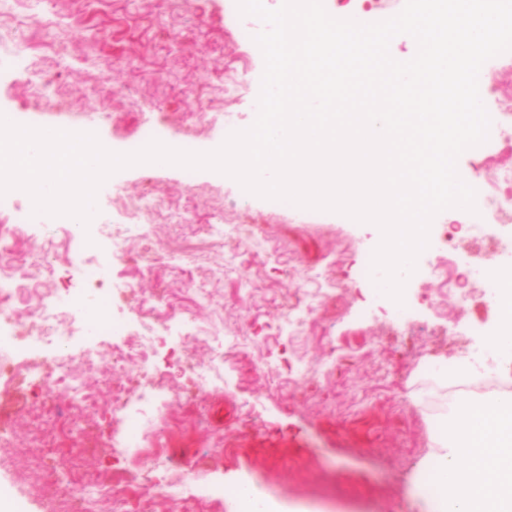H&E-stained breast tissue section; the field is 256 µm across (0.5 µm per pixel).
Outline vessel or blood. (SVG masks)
Listing matches in <instances>:
<instances>
[{"label": "vessel or blood", "instance_id": "obj_1", "mask_svg": "<svg viewBox=\"0 0 512 512\" xmlns=\"http://www.w3.org/2000/svg\"><path fill=\"white\" fill-rule=\"evenodd\" d=\"M318 430L322 437L335 442L340 448H369L374 444L372 433L366 426L326 418L321 421ZM232 446L233 451L226 458L231 465L237 464L242 458L267 465L292 464L302 461L310 448L304 436L295 430L256 432L243 426L237 428Z\"/></svg>", "mask_w": 512, "mask_h": 512}]
</instances>
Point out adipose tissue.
<instances>
[{
  "label": "adipose tissue",
  "mask_w": 512,
  "mask_h": 512,
  "mask_svg": "<svg viewBox=\"0 0 512 512\" xmlns=\"http://www.w3.org/2000/svg\"><path fill=\"white\" fill-rule=\"evenodd\" d=\"M494 286L497 330L485 342L501 349L512 344V274ZM433 446L412 489L420 495L426 478L438 486L427 512H512V396L455 403Z\"/></svg>",
  "instance_id": "obj_1"
}]
</instances>
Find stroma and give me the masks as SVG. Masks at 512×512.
<instances>
[{
    "label": "stroma",
    "instance_id": "obj_1",
    "mask_svg": "<svg viewBox=\"0 0 512 512\" xmlns=\"http://www.w3.org/2000/svg\"><path fill=\"white\" fill-rule=\"evenodd\" d=\"M71 0H0V31L9 38L0 55L27 49L42 24L69 45L67 58L51 65L35 61V73L19 77L0 71V110L25 107L48 70L60 103L33 112L43 127L76 128L89 114L111 113L99 122L102 144L119 149L141 138L144 125L159 122L166 141L179 143L193 134L200 151L218 148L226 137L252 122L264 59L257 46L242 42L224 19V0H91L73 28ZM117 57L127 58L114 66ZM98 86V96L87 93ZM221 103L216 117L191 120L200 102ZM162 205L127 253L112 258L114 288L106 298L113 322L136 324L126 281L139 282L144 296L164 294L192 310L197 324L224 332L230 355L224 381L198 396L192 367L209 362V347L190 344L170 369L174 395L158 417V432L170 462L190 468L205 461L204 485L247 481L277 501L284 512H421L406 494L417 464L432 452L436 434L433 409L447 411L448 392L427 371L430 360L451 359L468 343L474 324H494L495 308L481 301L459 306L439 296L437 284L418 280L419 315L405 329L384 320H366L356 312L357 291L348 266L336 263L347 245L369 244L371 227L338 221L335 214L291 207L268 210L263 198L238 182L204 175L186 188L181 167L145 172L124 169L98 204L114 224L131 221L129 204L145 192ZM206 224L246 225L268 251L255 255L233 238L205 235ZM153 257L142 270L143 257ZM190 257V270L209 291L196 300L182 289L174 260ZM329 271L339 288L321 295L315 314L296 336H289L287 312L301 313L305 294L300 282ZM108 337L80 336L76 350H98V368L87 373L88 388L101 389L109 378L135 388L138 365L115 367ZM21 395L5 398L15 447L28 449L47 474L39 497L12 499L13 512H42L43 498L56 494V470L100 469L121 485L137 482L138 463L102 448H70L59 433L38 434L18 413ZM231 408L245 425L282 431L294 427L312 444V457L301 467L287 464L224 467V444L232 433L215 414ZM377 413L381 423L372 448H339L321 439L323 418L351 420Z\"/></svg>",
    "mask_w": 512,
    "mask_h": 512
}]
</instances>
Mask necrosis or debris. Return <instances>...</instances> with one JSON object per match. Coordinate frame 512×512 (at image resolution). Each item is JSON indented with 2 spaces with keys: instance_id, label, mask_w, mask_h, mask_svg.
Listing matches in <instances>:
<instances>
[{
  "instance_id": "obj_1",
  "label": "necrosis or debris",
  "mask_w": 512,
  "mask_h": 512,
  "mask_svg": "<svg viewBox=\"0 0 512 512\" xmlns=\"http://www.w3.org/2000/svg\"><path fill=\"white\" fill-rule=\"evenodd\" d=\"M466 182L477 191V211L456 212L446 231L430 234L428 247L419 255L414 279L428 278L458 304L476 297L494 303V272L512 267V167L471 166L461 171ZM29 196L14 190L0 198V212L12 214L13 221L0 224V391L16 393L42 389L51 398V406L42 410L46 416L66 417L97 406L98 396L83 384L80 371L91 368L95 355L86 351L71 354L75 336H124L125 329L113 325L106 317L84 321L85 310L99 306L109 291L112 265L105 254L125 252L137 235L136 223L148 219L158 200L145 193L131 209L130 224L110 223L104 212H97L88 228L72 225L69 217L45 222L34 215ZM52 225L53 235L40 252L22 248V240L30 231ZM475 241H488L492 249L485 258L473 260L468 247ZM77 243L85 253L78 288H48L41 275L51 274L53 258L59 247ZM358 288L368 290L373 298L363 307V317H386L399 326L410 325L413 304L397 305L376 286L366 252H357L354 260ZM138 315L149 334L127 338L124 345L112 347V360L118 364L139 362L141 381L136 391L124 382H109L107 392L112 399V421L117 428L101 445L115 450L131 451L146 440L155 414L168 403L171 390L163 374L152 366L161 348L186 343L221 344L214 330L200 328L193 317L163 298L139 297ZM24 311L25 322H18L17 311ZM65 405H58L59 397ZM57 480L67 488V495L50 500L46 512H89L90 499L100 500L104 512H152L154 495H165L188 504L199 502L204 489L197 484L196 469L174 472L170 461L152 454L151 464L142 471V491H114L111 480L96 471L76 474L60 470Z\"/></svg>"
}]
</instances>
